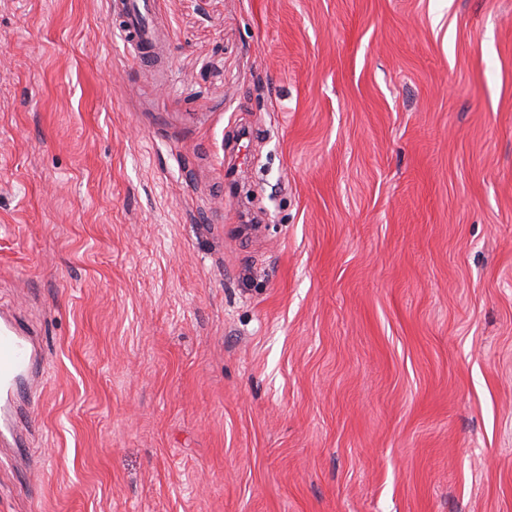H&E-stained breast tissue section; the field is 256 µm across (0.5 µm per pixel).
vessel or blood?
Returning <instances> with one entry per match:
<instances>
[{"mask_svg": "<svg viewBox=\"0 0 512 512\" xmlns=\"http://www.w3.org/2000/svg\"><path fill=\"white\" fill-rule=\"evenodd\" d=\"M153 0H113L119 31L141 67H152L156 60L152 17ZM39 358L32 336L9 318L0 319V443L22 447V430L35 422L34 402H20L19 383L35 371Z\"/></svg>", "mask_w": 512, "mask_h": 512, "instance_id": "obj_1", "label": "vessel or blood"}]
</instances>
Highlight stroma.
Listing matches in <instances>:
<instances>
[{"label": "stroma", "mask_w": 512, "mask_h": 512, "mask_svg": "<svg viewBox=\"0 0 512 512\" xmlns=\"http://www.w3.org/2000/svg\"><path fill=\"white\" fill-rule=\"evenodd\" d=\"M156 14L0 0V512H512V0ZM154 0H115L114 14L120 19L119 31L134 53L137 64L151 68L156 60L152 17ZM39 358L32 336L13 320L0 321V443L12 442L23 446L22 428L35 423L34 402L29 399L19 412V383L22 377L35 371Z\"/></svg>", "instance_id": "1"}]
</instances>
